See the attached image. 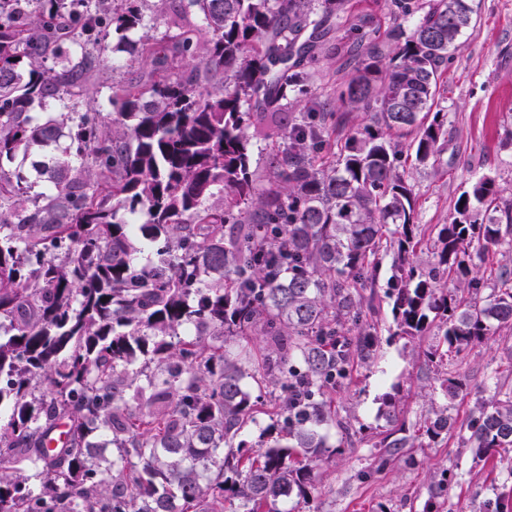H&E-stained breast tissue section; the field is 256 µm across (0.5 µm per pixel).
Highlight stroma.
I'll return each instance as SVG.
<instances>
[{
	"label": "stroma",
	"instance_id": "obj_1",
	"mask_svg": "<svg viewBox=\"0 0 512 512\" xmlns=\"http://www.w3.org/2000/svg\"><path fill=\"white\" fill-rule=\"evenodd\" d=\"M473 6L475 29L452 51L440 88L450 131L440 162L433 168L410 161L403 166L418 221L426 225L447 223L456 199L484 173L495 177L502 199L512 201V0H473ZM366 14L376 15L382 30L395 24L383 0H352L318 51L311 94L293 99L292 115L313 111L319 102L341 111L336 88L352 73L349 50L359 36L357 21ZM422 351V346L404 340L385 343L375 359L356 365L338 400L341 416L360 434L354 447L324 468L318 486L324 512H423L433 475L454 464L458 482L449 494L448 512H479L488 498L512 501V465L475 461L452 439L413 449L414 464H398L377 477L360 479L377 435L386 427L377 418L380 395L399 386L409 429H417L429 414L430 403L419 395L430 374ZM457 372L466 380L468 394L451 401L449 408L462 417L476 401L490 398L496 383L512 385V330L473 346Z\"/></svg>",
	"mask_w": 512,
	"mask_h": 512
}]
</instances>
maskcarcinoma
<instances>
[{
  "label": "carcinoma",
  "instance_id": "obj_1",
  "mask_svg": "<svg viewBox=\"0 0 512 512\" xmlns=\"http://www.w3.org/2000/svg\"><path fill=\"white\" fill-rule=\"evenodd\" d=\"M146 2L0 0V512H320V469L360 434L336 395L377 355L385 258L389 340H429L432 392L463 395L446 368L512 329V262L481 274L512 252V203L483 174L424 228L391 139L439 161L441 78L473 5L390 0L411 26L383 40L363 17L336 91L373 124L338 139L342 116L288 105L346 0H158L164 46L132 38ZM112 35L150 70L112 87L111 111H47L97 104ZM397 390L361 478L420 437L480 460L512 449L511 387L412 434ZM456 479L440 473L424 512Z\"/></svg>",
  "mask_w": 512,
  "mask_h": 512
}]
</instances>
